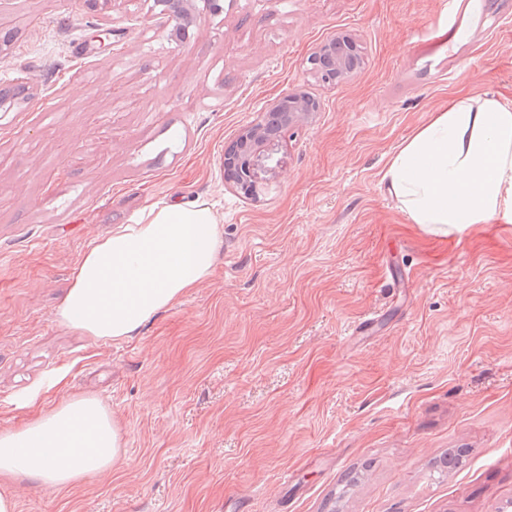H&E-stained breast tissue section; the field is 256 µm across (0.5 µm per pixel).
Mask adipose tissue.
<instances>
[{"instance_id": "ef3b65f1", "label": "adipose tissue", "mask_w": 512, "mask_h": 512, "mask_svg": "<svg viewBox=\"0 0 512 512\" xmlns=\"http://www.w3.org/2000/svg\"><path fill=\"white\" fill-rule=\"evenodd\" d=\"M382 180L412 223L511 224L512 102L490 93L450 100L402 140ZM222 243L205 200L149 207L89 248L55 319L99 340L133 336L211 276ZM121 448L109 409L76 396L0 433V475L58 489L111 470Z\"/></svg>"}]
</instances>
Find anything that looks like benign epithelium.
Here are the masks:
<instances>
[{"label": "benign epithelium", "instance_id": "1", "mask_svg": "<svg viewBox=\"0 0 512 512\" xmlns=\"http://www.w3.org/2000/svg\"><path fill=\"white\" fill-rule=\"evenodd\" d=\"M359 53L355 35H334L308 58L310 71L321 82L337 85L358 66ZM319 110V101L300 89L276 99L266 110V119L244 128L225 148L226 181L246 195L258 196L265 176L285 164L282 148L289 131Z\"/></svg>", "mask_w": 512, "mask_h": 512}]
</instances>
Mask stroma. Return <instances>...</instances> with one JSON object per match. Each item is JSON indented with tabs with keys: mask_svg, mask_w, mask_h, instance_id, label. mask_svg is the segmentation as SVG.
Wrapping results in <instances>:
<instances>
[{
	"mask_svg": "<svg viewBox=\"0 0 512 512\" xmlns=\"http://www.w3.org/2000/svg\"><path fill=\"white\" fill-rule=\"evenodd\" d=\"M223 0L184 38L153 0H0V432L74 396L124 436L110 471L16 512H496L512 500V224L439 236L381 180L458 95L512 101V0ZM470 30L455 52L454 24ZM361 39L329 86L308 58ZM304 88L259 197L224 149ZM208 200L215 271L133 337L54 316L84 252L155 204ZM373 317L372 329L355 328ZM465 449L434 479V458ZM361 481L345 485L347 473Z\"/></svg>",
	"mask_w": 512,
	"mask_h": 512,
	"instance_id": "obj_1",
	"label": "stroma"
}]
</instances>
